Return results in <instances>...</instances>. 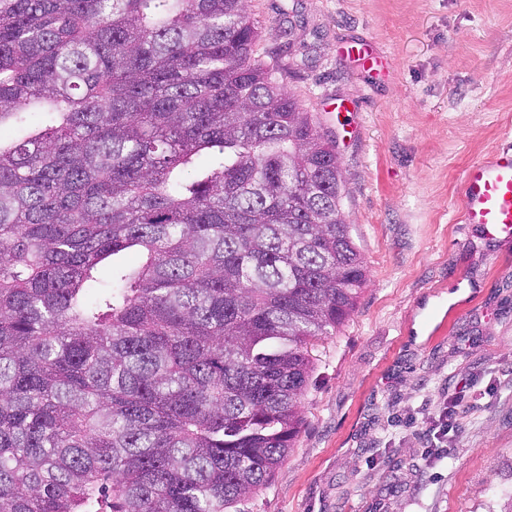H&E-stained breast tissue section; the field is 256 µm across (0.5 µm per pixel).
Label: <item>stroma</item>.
I'll return each mask as SVG.
<instances>
[{"mask_svg": "<svg viewBox=\"0 0 512 512\" xmlns=\"http://www.w3.org/2000/svg\"><path fill=\"white\" fill-rule=\"evenodd\" d=\"M285 91L336 142L368 270L313 347L305 426L240 512H512V248L460 219L471 162L512 137V0H247ZM370 45L364 67L350 49ZM355 114L347 127L335 108ZM446 456L423 423L458 378Z\"/></svg>", "mask_w": 512, "mask_h": 512, "instance_id": "1", "label": "stroma"}]
</instances>
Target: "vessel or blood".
Here are the masks:
<instances>
[{
	"instance_id": "1",
	"label": "vessel or blood",
	"mask_w": 512,
	"mask_h": 512,
	"mask_svg": "<svg viewBox=\"0 0 512 512\" xmlns=\"http://www.w3.org/2000/svg\"><path fill=\"white\" fill-rule=\"evenodd\" d=\"M459 203L463 223L491 242L512 241V142L490 158L469 165L462 177Z\"/></svg>"
}]
</instances>
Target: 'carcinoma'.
I'll return each instance as SVG.
<instances>
[{
	"instance_id": "cac0c4a2",
	"label": "carcinoma",
	"mask_w": 512,
	"mask_h": 512,
	"mask_svg": "<svg viewBox=\"0 0 512 512\" xmlns=\"http://www.w3.org/2000/svg\"><path fill=\"white\" fill-rule=\"evenodd\" d=\"M260 38L245 0H0V512H229L294 447L367 267Z\"/></svg>"
}]
</instances>
